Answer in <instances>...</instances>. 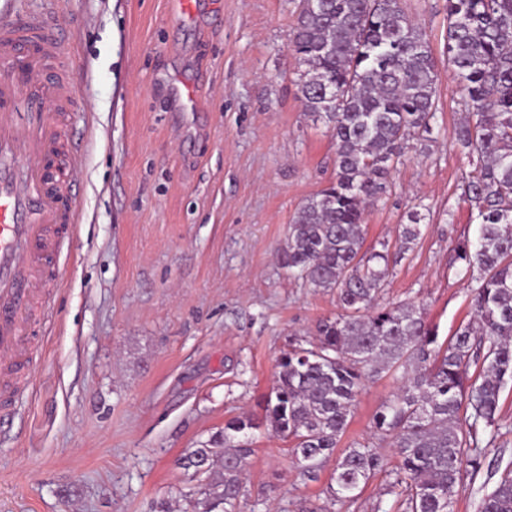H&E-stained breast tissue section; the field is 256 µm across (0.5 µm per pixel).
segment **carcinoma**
I'll list each match as a JSON object with an SVG mask.
<instances>
[{
	"mask_svg": "<svg viewBox=\"0 0 512 512\" xmlns=\"http://www.w3.org/2000/svg\"><path fill=\"white\" fill-rule=\"evenodd\" d=\"M301 0L293 48L305 69L306 111L322 120L336 147L330 184L306 200L283 249L288 272L312 288L337 291L342 313L313 339L295 342L276 365V384L257 422L240 416L180 458L200 482L196 512H240L252 431L293 443L308 478L328 462L327 493L353 502L387 472L370 442L336 453L365 382L400 379L372 418L391 439L398 465L389 483L399 512H453L464 476L484 467L498 436L499 398L512 382V0H446V52L468 112L456 145L474 170L463 194L478 210L477 241H458L457 270L470 289L475 321L442 341L423 309L378 302L390 263L419 236L418 214L400 226L395 250L365 248L366 208L415 133L435 119L436 63L403 0ZM479 512H512V471L485 491Z\"/></svg>",
	"mask_w": 512,
	"mask_h": 512,
	"instance_id": "1",
	"label": "carcinoma"
}]
</instances>
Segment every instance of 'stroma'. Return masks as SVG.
Masks as SVG:
<instances>
[{
  "mask_svg": "<svg viewBox=\"0 0 512 512\" xmlns=\"http://www.w3.org/2000/svg\"><path fill=\"white\" fill-rule=\"evenodd\" d=\"M296 0H0V10L59 18L76 57L79 106L66 125L84 153L80 221L51 292L55 324L31 388L0 416V512H191L198 481L182 453L231 418L261 417L277 359L340 311L337 293L284 267L288 226L334 176L331 134L305 112L291 47ZM437 62L432 129L410 137L366 244L395 242L418 211L421 235L390 266L380 301L423 306L440 337L471 321L452 263L476 238L463 195L473 169L455 144L464 108L445 53V0H405ZM366 383L341 445L372 442L395 391ZM485 472L465 479L454 512H478L476 487L512 467V382ZM244 512L391 508L387 475L353 504L332 503L333 470L302 475L289 441L253 435Z\"/></svg>",
  "mask_w": 512,
  "mask_h": 512,
  "instance_id": "1",
  "label": "stroma"
}]
</instances>
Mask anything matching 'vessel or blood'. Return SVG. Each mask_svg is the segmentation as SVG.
Segmentation results:
<instances>
[{"label": "vessel or blood", "mask_w": 512, "mask_h": 512, "mask_svg": "<svg viewBox=\"0 0 512 512\" xmlns=\"http://www.w3.org/2000/svg\"><path fill=\"white\" fill-rule=\"evenodd\" d=\"M23 67L26 89L0 79V392L25 384L31 326L49 323L48 288L65 262L59 227L77 224L83 157L64 127L77 98L73 61L41 14L0 12V66Z\"/></svg>", "instance_id": "obj_1"}]
</instances>
